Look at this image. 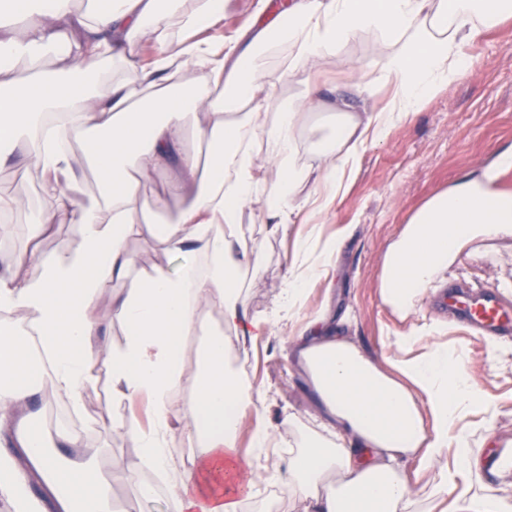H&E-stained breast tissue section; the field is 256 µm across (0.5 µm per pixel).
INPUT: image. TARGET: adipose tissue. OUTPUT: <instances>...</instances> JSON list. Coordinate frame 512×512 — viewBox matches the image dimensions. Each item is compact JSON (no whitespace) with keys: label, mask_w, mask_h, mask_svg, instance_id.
<instances>
[{"label":"adipose tissue","mask_w":512,"mask_h":512,"mask_svg":"<svg viewBox=\"0 0 512 512\" xmlns=\"http://www.w3.org/2000/svg\"><path fill=\"white\" fill-rule=\"evenodd\" d=\"M283 13L293 59L286 71L263 75L252 58L267 28L243 44L211 37L224 19V0H0V20H12L0 23V160L19 153L38 167L45 200L40 233L58 224L80 228L73 247L40 257L37 277H19L25 256L0 261V310L24 312L38 338L32 349L0 336V500L9 512L114 509L111 475L77 450L75 438L26 412L37 350L56 390L72 401L91 383L101 355L112 369L113 399H150L151 432L132 419L119 426L140 448L130 478L144 470L172 474L174 425L197 434L193 468L175 485L178 512H241L256 485L271 479L304 501L305 512H413L419 499L447 498L449 485L444 475L410 481L407 462L418 460L431 474L454 447L463 471L478 468L465 422L478 392L465 352L447 347L446 324H436L425 344L413 331L394 337L380 364L346 336L347 317L330 309L289 331L291 360L318 409L313 428L270 469L243 454L239 439L246 434L251 447L268 448L295 417L272 423L227 357L230 342L248 351L282 321L294 320L308 284L341 251L337 237L313 225L295 244L274 316L249 314L238 278L251 255L239 226L264 192L262 170L277 177L265 209L268 235L286 234L308 206L329 208L343 191L345 170L359 165L366 139L384 138L439 85L469 72L463 45L511 15L512 0H287ZM360 30L391 43L379 77L393 80L397 94L378 112L340 102L336 132L320 149L323 174L313 179L295 165L301 120L323 104L310 66L335 56ZM144 41L161 51L137 67L131 56ZM44 56L55 58V67L30 74ZM286 80L299 91L284 100L277 87ZM189 113L208 117L197 133L206 145L201 161L185 150ZM259 141L267 144L262 159L254 152ZM76 143L101 176L98 194L80 189ZM504 166L512 167V153L433 196L389 244L379 292L399 319L409 318L465 243L512 237V194L497 187ZM157 173L185 198L170 220L161 216L167 198L149 205L141 197L142 178ZM307 181L311 189L300 193ZM144 224L184 263L176 274L155 267L135 278V288L109 294L112 282L134 278L126 243ZM201 256L209 260L204 274ZM104 297L128 324L125 343L114 348L93 343L100 328L93 309ZM215 302L224 328L212 333L201 367L187 374L182 339ZM187 377L193 396L177 417L169 396ZM59 446L73 456L59 457Z\"/></svg>","instance_id":"ef3b65f1"}]
</instances>
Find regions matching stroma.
<instances>
[{
  "instance_id": "obj_1",
  "label": "stroma",
  "mask_w": 512,
  "mask_h": 512,
  "mask_svg": "<svg viewBox=\"0 0 512 512\" xmlns=\"http://www.w3.org/2000/svg\"><path fill=\"white\" fill-rule=\"evenodd\" d=\"M389 48L374 32L362 30L335 58L320 62L317 78L322 83L323 108L305 115L298 132L296 164L317 171L319 146L336 121V88L347 83L357 67L367 69V107H387L396 94L394 82L376 75ZM463 53L472 63L466 75L440 85L409 120L393 127L382 139H368L361 162L347 174L345 190L326 213H301L286 235L272 237L265 230L264 200L247 209L240 233L253 247L251 267L242 277V296L248 312L262 317L276 307L288 278V267L297 235L310 225H322L324 233L345 230L344 249L337 265L324 278L311 282L299 311L306 318L323 304L350 317L348 334L374 359L389 353L390 337L407 326L433 321L447 324L449 346L468 355L467 369L479 393V403L466 416L473 431L471 450L480 459L512 456V335L472 336L463 324L450 319L439 298L427 295L417 305L408 323H401L383 305L379 282L388 243L404 224L436 193L448 190L466 176L494 162L512 149V20L490 28ZM41 178L35 163L14 158L0 165V195L40 196ZM127 249L139 271L162 265L177 270L180 257L166 251L149 229L131 237ZM436 287L463 286L467 290L494 293L512 305V238L471 240L441 273ZM229 367L263 395L271 418L293 413L295 428L283 432L281 441H299L311 426L313 400L296 375L288 351L278 340H258L248 355L232 356ZM494 416H487L485 404ZM32 411L51 427L77 437L94 452L101 471L107 472L136 458V443L113 432V423L133 419L142 431L153 427L151 404L141 398L118 402L112 398V374L105 358H98L95 380L84 390L80 403L55 393L49 384L39 386ZM448 480L453 494L474 489L497 502L502 512H512V466L464 473L456 449L448 451ZM153 485L150 498L141 488ZM110 494L125 512H175L176 496L169 481L153 472H143L138 481L112 479ZM246 512H304L303 501L286 496L275 481L259 484L247 500Z\"/></svg>"
}]
</instances>
